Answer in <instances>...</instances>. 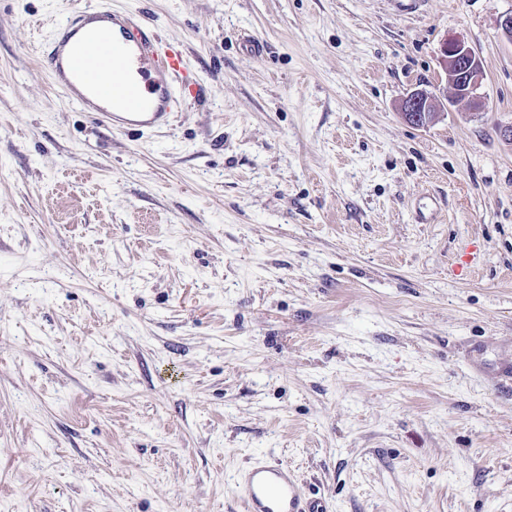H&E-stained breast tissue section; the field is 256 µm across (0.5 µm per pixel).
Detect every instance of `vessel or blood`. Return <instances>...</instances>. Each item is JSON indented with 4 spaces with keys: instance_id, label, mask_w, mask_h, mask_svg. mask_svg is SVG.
<instances>
[{
    "instance_id": "b4317fda",
    "label": "vessel or blood",
    "mask_w": 512,
    "mask_h": 512,
    "mask_svg": "<svg viewBox=\"0 0 512 512\" xmlns=\"http://www.w3.org/2000/svg\"><path fill=\"white\" fill-rule=\"evenodd\" d=\"M41 66L72 103L115 131L166 125L195 88L182 53L162 45L140 14L93 5L60 26ZM241 484L246 512H328L282 464L257 463Z\"/></svg>"
}]
</instances>
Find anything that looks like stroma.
I'll return each mask as SVG.
<instances>
[{
    "label": "stroma",
    "instance_id": "35a3bbf8",
    "mask_svg": "<svg viewBox=\"0 0 512 512\" xmlns=\"http://www.w3.org/2000/svg\"><path fill=\"white\" fill-rule=\"evenodd\" d=\"M81 2L0 0V512H245L259 459L330 512H512V0H103L202 85L140 133L40 66ZM443 65L456 98L479 105L481 100L476 91L482 68L476 53L461 41L447 42L443 50ZM434 109L433 98L423 90L412 91L401 102L402 116L414 126L427 125L435 114Z\"/></svg>",
    "mask_w": 512,
    "mask_h": 512
}]
</instances>
